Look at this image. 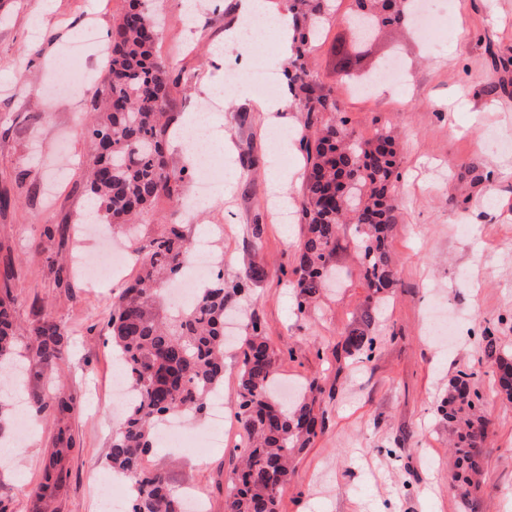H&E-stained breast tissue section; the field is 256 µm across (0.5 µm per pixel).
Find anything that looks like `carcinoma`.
Returning <instances> with one entry per match:
<instances>
[{
	"label": "carcinoma",
	"instance_id": "carcinoma-1",
	"mask_svg": "<svg viewBox=\"0 0 512 512\" xmlns=\"http://www.w3.org/2000/svg\"><path fill=\"white\" fill-rule=\"evenodd\" d=\"M329 0H287L293 50L283 69L293 102L304 115L302 136L307 174L297 211L302 234L294 269L298 308L315 300L333 273L331 264L339 235L354 225V248L367 290L365 305L341 344L350 358L373 351L379 313L396 282L390 233L398 222L399 179L392 136L379 131L360 141L347 120H324L336 111V96L320 88L309 58L328 12ZM414 0H353L351 21L373 30L401 27L413 16ZM159 25L149 0H125L109 36L112 60L102 87L92 100L98 111L88 134L97 155L88 175V191L98 203L100 219L128 227L136 237L137 218L161 199L177 202L184 170L168 161L170 143L166 108L170 65L157 51ZM189 236L180 224H165L134 249L137 274L112 298L107 323L116 357L123 364L135 397L124 419L112 431L107 466L130 482L131 512H186L184 500L167 477L148 465L147 455L161 424L169 416L201 414L224 382V311L263 278L264 270L250 265L231 283L219 272L201 290L192 307L160 319L157 301L164 285L177 277L188 260ZM10 288L0 297V363L11 358L16 328L10 309ZM36 336V355L46 365L66 364L68 338L47 318L29 329ZM481 359L490 364L499 393L512 402V356L485 337ZM276 359L261 324L250 319L241 344L238 370V416L246 442L242 462L228 477L225 512H277L279 497L293 473V461L317 437L325 412L306 397L289 407L276 403ZM35 411L52 409L63 418L71 400L48 403L31 399ZM452 435L455 486L476 500L484 469L483 443L488 421L472 375L461 373L448 382L440 408ZM74 448L72 437L59 430L55 462Z\"/></svg>",
	"mask_w": 512,
	"mask_h": 512
}]
</instances>
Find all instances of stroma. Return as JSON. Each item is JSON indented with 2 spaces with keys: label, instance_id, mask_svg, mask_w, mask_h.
<instances>
[{
  "label": "stroma",
  "instance_id": "stroma-1",
  "mask_svg": "<svg viewBox=\"0 0 512 512\" xmlns=\"http://www.w3.org/2000/svg\"><path fill=\"white\" fill-rule=\"evenodd\" d=\"M351 2L335 0L312 58L321 88L335 92L337 114L356 137L368 140L386 129L397 140L402 199L390 237L397 281L371 358L336 357L367 296L347 245L352 228L341 233L335 278L314 305L299 308L289 286L301 228L275 216L270 131L287 133L280 153L289 160L288 195L299 201L306 164L302 113L259 112L246 83L214 106L231 173L216 206L177 221L194 237L223 225L224 243L213 253L224 259L225 281L250 264L264 268L265 277L242 299L248 314L233 332L245 335L250 317L259 318L278 354L279 379L296 385L315 379L321 386L325 427L297 461L279 512H471L451 478L448 424L436 413L449 379L462 372L475 373L488 420L481 512H512V403L499 396L493 370L481 360L488 332L512 353V0H435L451 23L431 40L413 28H382L363 45L345 22ZM198 3L193 27L182 0H165L161 11L158 51L174 72L190 78L171 89L168 110L176 119L209 101L203 83H223L226 70H279L286 62L274 41L265 51L248 47L231 53L225 66L215 65L210 48L234 21L236 0H224L220 10L211 0ZM41 6L42 0H0V195L9 198L0 208V268L15 271L10 288L23 398H75L64 424L76 446L60 463L53 510L101 512L102 487L122 494L127 486L105 464L124 410L97 392L117 372L106 324L122 280L92 286L74 274L68 287L56 283L70 256L96 259L106 242L92 234L63 244L56 233L88 205L86 172L96 146L85 129L94 119V86L71 95L55 90L48 77L86 24L111 29L125 2L55 0L35 38L31 19ZM341 45L359 47L366 70L397 53L408 82L365 98L352 95L336 67ZM247 156L257 165L243 167ZM45 317L68 335L64 368L44 366L35 354L29 328ZM238 368V350L228 348L223 443L168 444L149 457L176 493L199 489L205 512H225L227 479L240 461ZM29 418L34 437L18 442L11 460L0 464V504L8 512H33L61 424L49 412Z\"/></svg>",
  "mask_w": 512,
  "mask_h": 512
}]
</instances>
